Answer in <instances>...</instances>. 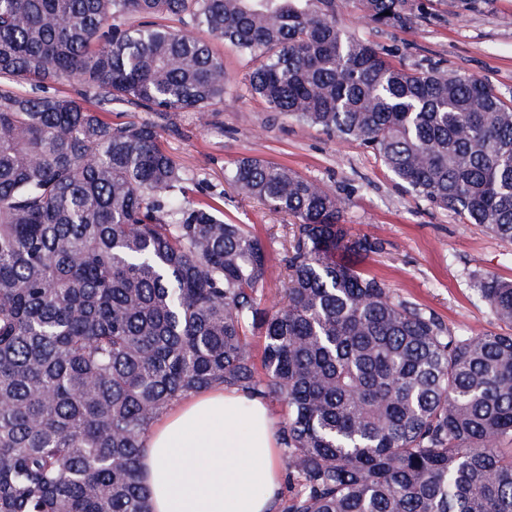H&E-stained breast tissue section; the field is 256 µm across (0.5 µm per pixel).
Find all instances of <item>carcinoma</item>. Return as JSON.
Wrapping results in <instances>:
<instances>
[{
    "mask_svg": "<svg viewBox=\"0 0 512 512\" xmlns=\"http://www.w3.org/2000/svg\"><path fill=\"white\" fill-rule=\"evenodd\" d=\"M357 3L411 21L407 0ZM338 7L0 0V512H152L145 433L213 386L285 405L281 512H512V333L455 335L394 298L359 270L382 243L348 234L343 198L249 156L225 180L295 218L286 301L264 306L263 238L191 199L163 146L172 114L205 123L224 103L205 32L259 61L250 89L276 115L360 142L511 244L512 99L392 63ZM474 287L512 327V280Z\"/></svg>",
    "mask_w": 512,
    "mask_h": 512,
    "instance_id": "cac0c4a2",
    "label": "carcinoma"
}]
</instances>
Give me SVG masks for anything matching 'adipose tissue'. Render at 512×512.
<instances>
[{
	"label": "adipose tissue",
	"mask_w": 512,
	"mask_h": 512,
	"mask_svg": "<svg viewBox=\"0 0 512 512\" xmlns=\"http://www.w3.org/2000/svg\"><path fill=\"white\" fill-rule=\"evenodd\" d=\"M139 473L154 512H274L282 486L275 422L240 390H200L147 432Z\"/></svg>",
	"instance_id": "obj_1"
}]
</instances>
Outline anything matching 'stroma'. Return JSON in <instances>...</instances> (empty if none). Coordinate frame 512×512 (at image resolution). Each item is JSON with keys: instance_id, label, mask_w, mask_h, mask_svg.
<instances>
[{"instance_id": "stroma-1", "label": "stroma", "mask_w": 512, "mask_h": 512, "mask_svg": "<svg viewBox=\"0 0 512 512\" xmlns=\"http://www.w3.org/2000/svg\"><path fill=\"white\" fill-rule=\"evenodd\" d=\"M408 9L410 23L393 29L369 22L348 0L336 25L407 69L476 75L497 94L512 96V0H408ZM215 49L229 77L223 107L205 125L194 113H176L163 141L201 197L214 198L229 218L253 225L264 239L271 255L264 305L283 300L291 227L287 216L238 196L225 181V169L250 155L288 165L338 192L352 232L382 241V252L362 269L382 279L394 297L434 314L455 333L504 331L473 279L487 273L512 279V244L408 189L359 142L274 116L250 91L255 60L222 43Z\"/></svg>"}]
</instances>
